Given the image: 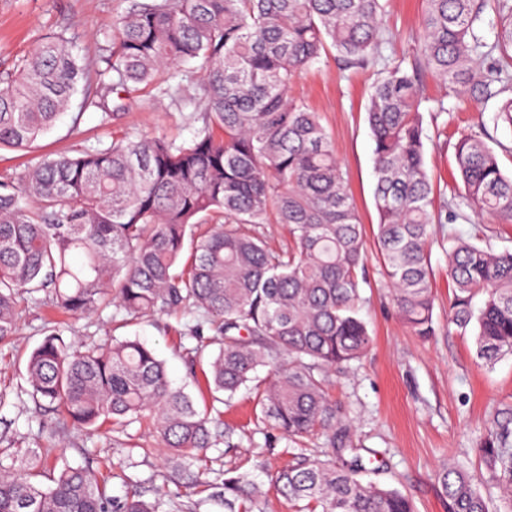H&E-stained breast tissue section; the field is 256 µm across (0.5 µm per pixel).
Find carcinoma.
<instances>
[{"mask_svg": "<svg viewBox=\"0 0 512 512\" xmlns=\"http://www.w3.org/2000/svg\"><path fill=\"white\" fill-rule=\"evenodd\" d=\"M486 2L424 0L415 56L384 66L369 94L381 269L401 319L421 339L435 334L432 226L468 223L471 211L512 224V176L486 132L463 133L454 145L462 191L445 196L425 168L427 75L497 102V119L512 128V0H495L492 44L479 35ZM116 26L102 70L110 92L122 101L162 70L188 80L179 65L194 60L203 125L180 144L126 137L46 157L16 184L0 181V344L16 334V300L25 293L42 292L73 316L110 305L127 322L191 314V362L217 346L208 361L213 392L230 399L243 387L254 391L261 419L290 445L324 430L325 458L300 452L273 480L295 512H414L401 491L361 479L364 459L336 429L328 374L373 342L359 307L363 225L318 113L289 95L331 49L345 70L380 57V0H133ZM69 44L61 33L46 36L16 71L0 75V148L31 147L78 93L84 107L112 117ZM214 212L224 223L195 232ZM262 224L285 227L292 245L270 248ZM446 242L448 326L474 329L486 364L512 355V251L451 231ZM27 373L33 396L56 408L62 425L127 427L148 418L178 466L202 461L223 425L172 386L164 361L138 339L75 348L52 327ZM476 452L503 509H491V496L450 465L437 474L448 512H512V409L497 414ZM15 463L0 455V512H160L161 503L136 490L113 500L87 465L56 469L34 458L21 471ZM256 507L249 473L224 478V512Z\"/></svg>", "mask_w": 512, "mask_h": 512, "instance_id": "cac0c4a2", "label": "carcinoma"}]
</instances>
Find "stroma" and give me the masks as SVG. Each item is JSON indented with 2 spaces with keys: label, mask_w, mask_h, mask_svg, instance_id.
Returning <instances> with one entry per match:
<instances>
[{
  "label": "stroma",
  "mask_w": 512,
  "mask_h": 512,
  "mask_svg": "<svg viewBox=\"0 0 512 512\" xmlns=\"http://www.w3.org/2000/svg\"><path fill=\"white\" fill-rule=\"evenodd\" d=\"M383 23L392 41L382 50L389 59H407L416 50L415 37L423 0H382ZM130 0H0V70L12 68L46 34L69 38L97 84L102 58L114 39V23ZM376 67L342 70L334 55L305 71L292 84L291 97L304 100L318 112L336 155L348 173L349 188L364 226L367 279L361 296V315L374 337L367 355L345 372L332 374L329 392L336 403V425L364 458L381 464L373 481L406 493L417 512H448L436 474L454 464L477 479L487 476L474 446L496 411L512 408V356L494 366L481 365L475 356L473 334L448 329V258L441 242L448 233L436 225L431 249L434 269L435 336L412 335L400 320L392 290L380 273L374 206V143L365 120L369 90ZM425 94L444 100L447 110L428 128L440 136L426 143L427 169L446 194L459 192L453 178L454 144L461 131L485 129L490 140L512 146V129L497 122L496 102L477 101L457 86L425 79ZM193 82L170 81L133 92L123 109L103 119L99 109L74 100L55 127L26 150L0 149V180L17 179L27 166L59 153L78 154L108 147L124 136L162 135L182 141L201 127V108L193 106ZM186 313L156 315L141 323L123 325L114 307L79 318H63L44 294L25 296L18 308L17 334L0 344V454L19 459L51 449L57 465H91L104 478L108 494L123 499L131 490L159 500L162 512H224L214 501L216 484L225 474L249 473L264 496L261 512H292L273 489L275 475L293 462L285 441L270 424L257 422L248 390L221 404L224 421L233 425V447L217 443L207 449L205 485L191 483L174 472L169 452L157 441L148 422L127 429L103 427L78 430L58 427L57 412L46 410L31 396L26 359L43 339L50 323L64 322L63 336L81 345L111 338H139L152 346L165 363L173 386L185 388L197 406L211 395L207 366H190L192 340L185 338Z\"/></svg>",
  "instance_id": "obj_1"
}]
</instances>
